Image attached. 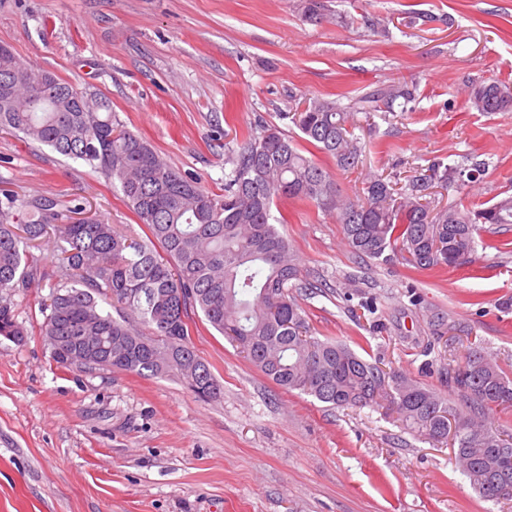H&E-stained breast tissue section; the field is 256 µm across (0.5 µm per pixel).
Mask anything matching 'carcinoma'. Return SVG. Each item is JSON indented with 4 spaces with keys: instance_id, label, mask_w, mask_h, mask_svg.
<instances>
[{
    "instance_id": "1",
    "label": "carcinoma",
    "mask_w": 512,
    "mask_h": 512,
    "mask_svg": "<svg viewBox=\"0 0 512 512\" xmlns=\"http://www.w3.org/2000/svg\"><path fill=\"white\" fill-rule=\"evenodd\" d=\"M300 9L312 24L328 17L325 0H301ZM411 101L406 86L390 84L347 103L306 99L292 120L345 172L362 154L354 135L357 114L405 112ZM468 103L478 112H512V87L471 85ZM0 131L20 133L110 175L147 229L144 239L123 234L82 205L54 196L26 201L18 224L16 195L0 186V339L26 335L12 310L16 291L48 280L39 335L56 364L98 369L100 357L110 354L114 371L175 376L198 397L212 399L222 384L191 339L192 314L199 311L285 391L333 409L382 407L409 433L433 441L448 438L453 418L456 462L471 487L485 501L512 499V439L489 421L490 413L512 407V376L476 345L448 369L443 395L342 342L312 335L292 295L300 265L273 215L281 199L313 202L335 216L362 260L396 257L415 270L456 268L460 258L472 263L483 225H512V195L463 209L434 205V184H475L481 164L433 165L403 186L370 175L362 193L351 197L287 134L269 127L238 144L228 158L224 193L213 194L126 129L106 97L33 67L4 44ZM44 243L56 256L50 268L32 252Z\"/></svg>"
}]
</instances>
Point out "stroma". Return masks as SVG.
I'll return each mask as SVG.
<instances>
[{
	"instance_id": "obj_1",
	"label": "stroma",
	"mask_w": 512,
	"mask_h": 512,
	"mask_svg": "<svg viewBox=\"0 0 512 512\" xmlns=\"http://www.w3.org/2000/svg\"><path fill=\"white\" fill-rule=\"evenodd\" d=\"M299 0H0V44L33 66L106 96L127 129L181 174L220 193L229 150L277 127L299 100L355 97L407 83L409 111L355 130L366 174L409 175L434 162L484 163L481 182L449 183L440 205L512 193V112L466 106L467 86L512 83V0H331L302 19ZM415 12L447 23L411 25ZM383 19L386 37L364 19ZM0 183L19 199H78L121 232L140 223L105 174L0 131ZM275 216L301 277L293 294L317 336L448 390L477 343L512 373V228L482 233L462 268L416 271L351 253L333 215L279 200ZM13 297L28 331L0 340V512H512L480 499L449 442L412 436L369 407L331 410L277 387L204 318L192 340L221 381L202 401L174 378L56 364L38 300Z\"/></svg>"
}]
</instances>
